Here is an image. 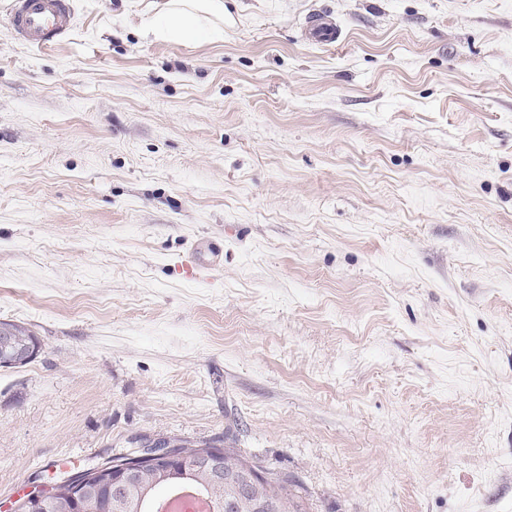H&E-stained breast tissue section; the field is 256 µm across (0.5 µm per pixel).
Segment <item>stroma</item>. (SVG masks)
Instances as JSON below:
<instances>
[{"label": "stroma", "instance_id": "stroma-1", "mask_svg": "<svg viewBox=\"0 0 512 512\" xmlns=\"http://www.w3.org/2000/svg\"><path fill=\"white\" fill-rule=\"evenodd\" d=\"M9 2L0 321L40 351L0 368V512L158 437L307 512H512V0H224L195 43L72 0L51 48ZM307 28L311 39L317 44L334 45L342 38L341 28L329 18L313 19ZM159 440H162L167 446H172V448H177L176 450L179 453H186L185 460L188 461V465L191 466L195 463V456L198 454V452L205 451L209 454L213 453H222L224 454V459L227 460L229 465L231 467L237 466L239 463H241L243 460L248 461L246 457H244L236 448H224L218 447L214 444L204 443V446H201L199 448L195 447H189L186 444H183L182 442L180 444H177L176 439H168L166 437H160ZM251 462L252 472L256 478L261 482L260 487L264 496L270 499H279L284 502L285 511L282 512H305L301 497L290 492V480L288 478L270 477L262 466Z\"/></svg>", "mask_w": 512, "mask_h": 512}]
</instances>
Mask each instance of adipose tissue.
Returning a JSON list of instances; mask_svg holds the SVG:
<instances>
[{
    "label": "adipose tissue",
    "instance_id": "1",
    "mask_svg": "<svg viewBox=\"0 0 512 512\" xmlns=\"http://www.w3.org/2000/svg\"><path fill=\"white\" fill-rule=\"evenodd\" d=\"M224 32V0H164L144 30L162 40L192 41Z\"/></svg>",
    "mask_w": 512,
    "mask_h": 512
}]
</instances>
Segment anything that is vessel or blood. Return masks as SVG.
<instances>
[{
  "label": "vessel or blood",
  "instance_id": "1",
  "mask_svg": "<svg viewBox=\"0 0 512 512\" xmlns=\"http://www.w3.org/2000/svg\"><path fill=\"white\" fill-rule=\"evenodd\" d=\"M9 14L18 38L38 48L63 42L73 28L72 0H11ZM308 33L321 45H334L342 38L341 28L329 18L311 20Z\"/></svg>",
  "mask_w": 512,
  "mask_h": 512
}]
</instances>
